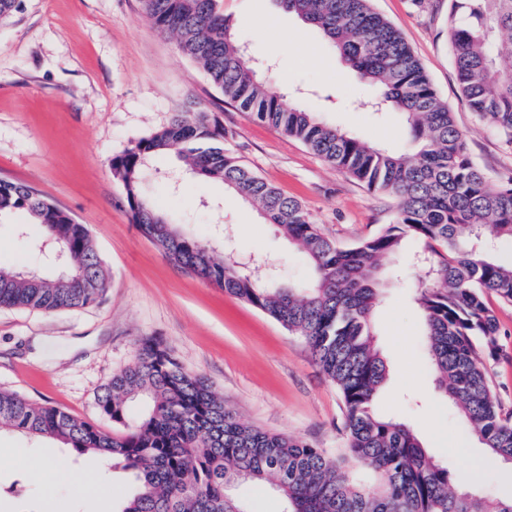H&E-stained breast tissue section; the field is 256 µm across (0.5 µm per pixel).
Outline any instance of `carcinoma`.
I'll return each mask as SVG.
<instances>
[{
	"mask_svg": "<svg viewBox=\"0 0 512 512\" xmlns=\"http://www.w3.org/2000/svg\"><path fill=\"white\" fill-rule=\"evenodd\" d=\"M454 70L469 109L512 144V0H448ZM161 34L176 37L224 98L306 145L368 190L396 199L394 222L341 248L319 231L296 198L283 195L224 148L228 132L206 112H180L132 142L110 162L139 232L169 259L210 280L302 337L338 387L346 443L334 455L290 436L241 423L204 378L160 343L144 340L132 361L98 395L112 432L57 407L0 391V430L58 441L103 460L119 459L136 490L120 512H247L243 482L272 484L285 512H512V498L489 501L482 479L452 483L448 463L429 455L397 416L375 401L388 375L373 325L384 274L401 277L399 260L421 267L413 301L425 323V350L436 385L479 442L512 460V415L491 389L487 359L499 353L500 326L486 298L512 302V264L497 255L512 242V179L495 184L474 163L456 125L401 33L370 0H279L318 29L364 80L379 118L399 112L409 145L372 146L304 109L288 108L251 60L218 0H140ZM174 150L203 180H220L253 204L300 249L313 273L306 285L275 287L218 260L207 242L181 232L143 192L145 170ZM23 211L42 227L38 252L55 263L65 250L67 277L0 267V307L57 312L99 302L106 271L87 227L30 187L0 181V217ZM139 403L137 419L128 408ZM366 476H360V470Z\"/></svg>",
	"mask_w": 512,
	"mask_h": 512,
	"instance_id": "cac0c4a2",
	"label": "carcinoma"
}]
</instances>
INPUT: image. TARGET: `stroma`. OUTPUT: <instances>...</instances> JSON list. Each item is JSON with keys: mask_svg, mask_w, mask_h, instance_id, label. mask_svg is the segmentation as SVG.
Here are the masks:
<instances>
[{"mask_svg": "<svg viewBox=\"0 0 512 512\" xmlns=\"http://www.w3.org/2000/svg\"><path fill=\"white\" fill-rule=\"evenodd\" d=\"M403 35L440 99L467 137L472 159L493 182L512 175V145L470 111L458 88L448 44V0H372ZM232 30L270 61L290 106L315 112L369 144L407 140L399 113L377 120L362 81L337 60L321 33L276 0H219ZM202 110L229 130L225 146L259 177L297 198L321 233L350 246L394 219L390 197L367 191L300 141L227 102L174 37L156 32L139 0H24L0 21V180L19 182L86 225L107 272L91 307L45 313L0 307V390L98 422L101 389L134 357L142 340L168 348L204 376L238 419L335 453L345 442V408L336 385L305 341L256 308L170 261L131 221L109 162L131 141L179 112ZM172 157L151 162L146 196L159 211L187 217L186 234L209 241L262 274L274 264L279 286L309 281L302 253L222 182L184 174L171 188ZM23 225L16 233L15 225ZM39 225L16 212L0 226V265L36 262ZM419 272L402 267L374 315L389 380L375 403L401 416L424 447L457 472L484 465L483 489L512 497V465L487 452L438 393L424 348V325L411 287ZM501 334L489 361L492 388L512 409V303L488 295ZM85 479L71 481L72 471ZM131 488L122 467L62 444L0 432V512H117Z\"/></svg>", "mask_w": 512, "mask_h": 512, "instance_id": "35a3bbf8", "label": "stroma"}]
</instances>
